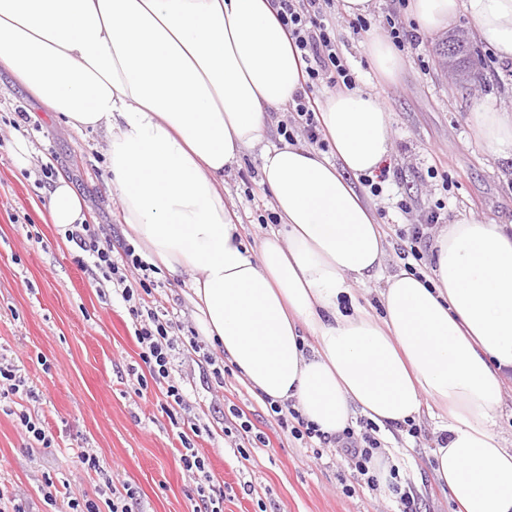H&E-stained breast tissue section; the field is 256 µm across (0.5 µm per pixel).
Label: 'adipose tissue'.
I'll list each match as a JSON object with an SVG mask.
<instances>
[{
  "mask_svg": "<svg viewBox=\"0 0 512 512\" xmlns=\"http://www.w3.org/2000/svg\"><path fill=\"white\" fill-rule=\"evenodd\" d=\"M423 33L467 17L512 60V0H410ZM0 68L75 129L104 128L111 183L135 252L194 272L199 332L253 389L328 435L362 416L391 433L447 411L433 470L459 512H512V448L494 430L512 376V235L464 218L436 232L427 272L400 269L383 316L343 301L378 275L385 235L348 175H374L391 124L359 89L325 98L331 154L264 147L261 181L283 228L251 251L224 172L302 89L275 0H0ZM479 136L512 152V113L479 109ZM61 229L85 221L65 177L48 191Z\"/></svg>",
  "mask_w": 512,
  "mask_h": 512,
  "instance_id": "ef3b65f1",
  "label": "adipose tissue"
}]
</instances>
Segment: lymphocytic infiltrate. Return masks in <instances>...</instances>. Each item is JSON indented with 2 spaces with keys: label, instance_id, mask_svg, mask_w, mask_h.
<instances>
[{
  "label": "lymphocytic infiltrate",
  "instance_id": "f902f5d3",
  "mask_svg": "<svg viewBox=\"0 0 512 512\" xmlns=\"http://www.w3.org/2000/svg\"><path fill=\"white\" fill-rule=\"evenodd\" d=\"M278 6L279 19L294 40L303 62V89L289 103V120L279 124L278 133L288 142L304 136L308 144L323 150L327 144L316 119L319 104L315 89L322 83L348 89L356 84L354 73L339 50L336 30L328 21L336 10V0H278ZM442 208V203H435L421 222L401 229L400 259L422 261L428 247L429 231L442 221ZM65 236L75 242L88 263L101 272L106 281L120 285L119 296L133 318L140 357L148 369L147 376L139 377L138 385L143 390L151 384L158 387L163 396L160 409L172 427L177 428L184 447L180 458L182 467L192 476H199L206 470V461L196 451L195 441L202 437L203 430L191 421L192 406L186 389L175 376L174 351L178 344L175 324L172 319L159 314L157 308L148 305L146 297L152 292L150 283L143 281L134 287L128 285L126 276L120 273L124 266L144 269L143 260L129 246L124 247L121 256H113L111 247L102 243L90 224L75 225ZM264 404L281 431L310 448L314 457H322L328 448L344 457L351 470V481L344 485V494L354 495L363 487L377 489V479L371 472L373 453L381 446L377 426L363 420L358 427H349L330 436L306 420L291 404L283 405L269 398Z\"/></svg>",
  "mask_w": 512,
  "mask_h": 512
}]
</instances>
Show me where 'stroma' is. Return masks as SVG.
<instances>
[{"label":"stroma","instance_id":"stroma-1","mask_svg":"<svg viewBox=\"0 0 512 512\" xmlns=\"http://www.w3.org/2000/svg\"><path fill=\"white\" fill-rule=\"evenodd\" d=\"M371 31L353 37L339 14H332L339 46L356 83L384 106L392 128L394 169L388 194L369 197L389 243L378 277L356 284L354 298L381 314L380 291L402 261L398 229L406 222L398 210L407 201L423 213L444 200L448 222L472 218L501 224L512 232V157L486 148L476 137L471 114L476 106L512 111V62L480 47L474 67L481 82L466 91L441 70L434 45L425 36L418 53L402 56L395 80L379 75L368 54L370 34H383L384 22L399 12L397 0H374ZM31 122L20 125V113ZM33 147L27 170L11 157L16 139ZM108 136L102 129L76 130L35 99L7 70H0V363L12 366L21 392L0 394V490L25 512H65L70 499L95 500L109 512L106 480L131 487L132 512H192L195 482L183 470L177 431L160 411L157 388L137 394L145 373L141 348L127 307L97 270L78 262L79 248L52 224L42 194L49 181L45 168L64 174L85 203L87 223L103 242L121 252L126 238L119 198L107 170ZM437 169L430 178L428 169ZM261 150L252 148L224 173V195L244 227L245 244L257 248L269 232L271 196L260 184ZM450 191H443L442 180ZM155 295L172 311L184 344L175 359L185 380L197 424L210 436L197 439L223 495L222 512H398L393 493L342 492L349 475L334 452L314 458L299 441L277 433L260 396L240 375L225 385L211 378L213 366H225L208 342L191 348L198 329L184 292L193 275L178 278L155 271ZM248 410L268 435V447L254 448L242 461L234 441L223 433L229 405ZM26 411L54 438L43 447L22 430L18 413ZM438 417L422 415V434H396L394 463L410 479L422 512H456L431 467ZM91 449L98 469L82 464L79 453Z\"/></svg>","mask_w":512,"mask_h":512}]
</instances>
